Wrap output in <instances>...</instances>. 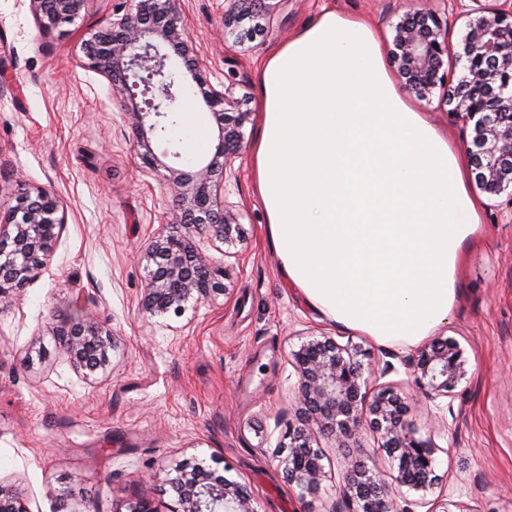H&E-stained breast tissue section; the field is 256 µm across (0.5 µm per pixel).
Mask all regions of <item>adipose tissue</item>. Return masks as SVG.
<instances>
[{"label":"adipose tissue","instance_id":"adipose-tissue-1","mask_svg":"<svg viewBox=\"0 0 512 512\" xmlns=\"http://www.w3.org/2000/svg\"><path fill=\"white\" fill-rule=\"evenodd\" d=\"M267 237L313 310L384 346L447 324L481 203L463 154L388 75L364 21L323 11L260 70Z\"/></svg>","mask_w":512,"mask_h":512}]
</instances>
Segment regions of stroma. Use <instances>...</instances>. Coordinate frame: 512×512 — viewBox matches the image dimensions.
<instances>
[{"label":"stroma","mask_w":512,"mask_h":512,"mask_svg":"<svg viewBox=\"0 0 512 512\" xmlns=\"http://www.w3.org/2000/svg\"><path fill=\"white\" fill-rule=\"evenodd\" d=\"M122 4L90 0L66 31L47 33L28 0H0V212L44 187L65 217L47 265L0 302V486L20 492L29 512H125L141 499L170 512L175 466L199 460L245 484L255 512H349L339 485L356 462L390 484L397 475L372 435L343 443L319 436L324 476L312 495L288 484L275 455L299 422L291 353L329 336L362 349L364 365L382 371L377 385L401 395L418 436L435 444L428 512H512V197L469 187L483 205L481 224L450 321L438 331L460 344L466 375L445 397L427 398L415 384L416 348L342 330L283 280L251 172L253 120L225 191L242 238L203 245L224 273L225 294L188 302L179 317L150 316L142 310L144 254L173 221L168 170L199 164L182 155L176 113L152 140L166 170L144 174L109 82L83 64L82 39ZM325 7L369 23L386 51L405 13H435L450 25L443 68L460 76L464 24L450 22L445 0H279L241 42L224 37V0H179L203 75L252 113L268 55ZM408 102L462 149L466 132L438 96ZM70 318L111 329V370L87 378L71 366L55 336Z\"/></svg>","instance_id":"35a3bbf8"}]
</instances>
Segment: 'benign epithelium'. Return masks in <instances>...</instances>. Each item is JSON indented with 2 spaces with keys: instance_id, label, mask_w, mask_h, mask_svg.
<instances>
[{
  "instance_id": "benign-epithelium-1",
  "label": "benign epithelium",
  "mask_w": 512,
  "mask_h": 512,
  "mask_svg": "<svg viewBox=\"0 0 512 512\" xmlns=\"http://www.w3.org/2000/svg\"><path fill=\"white\" fill-rule=\"evenodd\" d=\"M90 0H29L40 29L63 30L85 13ZM224 37L252 36L245 20L271 15L275 0H225ZM465 12L466 31L461 52L463 73L458 81L441 72L448 55V30L431 12L410 11L395 26L391 56L401 88L427 99L437 89L448 113L471 128L466 150L472 160L478 188L498 196L512 190V0ZM86 65L103 76L120 96V106L131 119L134 147L147 171L162 163L151 152L152 137L166 130L170 114L180 110L184 78L191 77L216 119L219 143L213 157L193 173L171 166L179 188L176 223L153 238L147 257L153 263L144 285V310L153 317L181 316L190 300L200 301L226 291L222 272L211 266L197 234H210L227 244L239 237L237 215L218 200L225 190L227 171L243 148V128L251 113L223 90L207 83L200 72L194 47L186 37L178 0H132L131 7L112 14L110 23L81 44ZM146 76L145 92L162 101L149 112L136 101L130 79ZM55 195L40 188L35 195L17 197L0 217V299L26 284L35 269L50 256L64 225ZM60 347L78 370L90 376L106 371L114 348L113 333L96 322L72 320L56 333ZM300 377L303 404L300 425L288 430V454L282 459L288 482L304 494L318 490L323 466L321 451L313 446L324 433L339 441L355 440L368 432L398 461L396 486L368 474L359 465L349 470L342 494L356 504L355 512H392L397 488L427 493L437 484L436 447L416 436L406 418L401 396L389 388L369 387L358 351L330 337L304 342L292 352ZM460 345L436 338L412 363L414 381L431 398L446 396L465 375ZM171 481L176 492L172 512H255L247 487L198 464L182 465ZM0 512H28L16 491L0 488Z\"/></svg>"
}]
</instances>
